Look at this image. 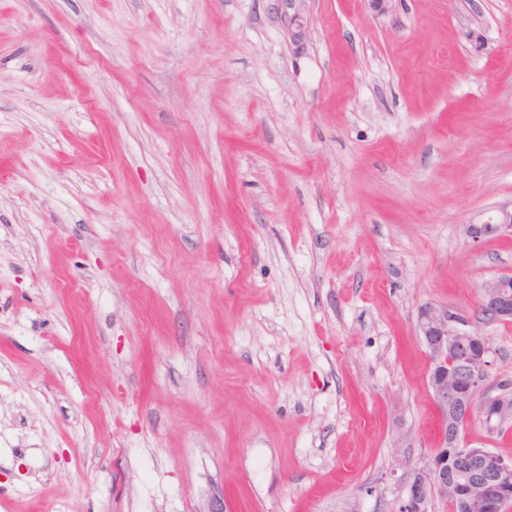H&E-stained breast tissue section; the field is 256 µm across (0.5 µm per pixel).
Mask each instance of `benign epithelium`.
<instances>
[{
	"instance_id": "benign-epithelium-1",
	"label": "benign epithelium",
	"mask_w": 512,
	"mask_h": 512,
	"mask_svg": "<svg viewBox=\"0 0 512 512\" xmlns=\"http://www.w3.org/2000/svg\"><path fill=\"white\" fill-rule=\"evenodd\" d=\"M504 227L512 228V208L470 222L466 234L479 241ZM476 313L485 322L512 323L511 274L482 284ZM471 324V317L448 308L425 305L418 312V336L431 362L429 388L438 411L439 445L424 467L407 473L397 512H436L439 504L450 512H467L474 501L484 512L512 507V459L474 448L467 438L477 414L491 434L512 420L511 383L499 384L497 394L480 401L467 396L477 392L488 366V347ZM448 446L462 449L451 465L441 456Z\"/></svg>"
}]
</instances>
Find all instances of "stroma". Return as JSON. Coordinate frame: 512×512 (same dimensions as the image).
<instances>
[{
    "label": "stroma",
    "instance_id": "35a3bbf8",
    "mask_svg": "<svg viewBox=\"0 0 512 512\" xmlns=\"http://www.w3.org/2000/svg\"><path fill=\"white\" fill-rule=\"evenodd\" d=\"M500 207L512 0H0V512H395ZM503 227L512 228V208H500L496 214L490 215L486 220L472 221L466 225V234L473 241L493 235Z\"/></svg>",
    "mask_w": 512,
    "mask_h": 512
}]
</instances>
